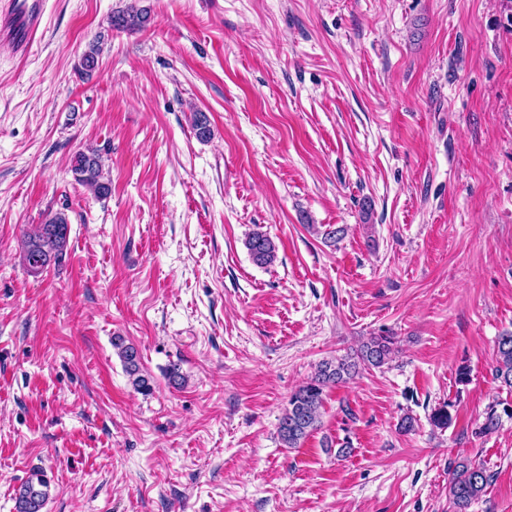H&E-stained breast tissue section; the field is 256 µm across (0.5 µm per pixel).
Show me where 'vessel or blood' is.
<instances>
[{
  "label": "vessel or blood",
  "mask_w": 512,
  "mask_h": 512,
  "mask_svg": "<svg viewBox=\"0 0 512 512\" xmlns=\"http://www.w3.org/2000/svg\"><path fill=\"white\" fill-rule=\"evenodd\" d=\"M49 0H0V41L29 54L37 41Z\"/></svg>",
  "instance_id": "1"
}]
</instances>
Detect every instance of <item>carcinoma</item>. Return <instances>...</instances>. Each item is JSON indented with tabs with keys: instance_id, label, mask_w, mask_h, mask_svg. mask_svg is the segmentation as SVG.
<instances>
[{
	"instance_id": "carcinoma-1",
	"label": "carcinoma",
	"mask_w": 512,
	"mask_h": 512,
	"mask_svg": "<svg viewBox=\"0 0 512 512\" xmlns=\"http://www.w3.org/2000/svg\"><path fill=\"white\" fill-rule=\"evenodd\" d=\"M147 14L132 8L112 16L115 29H133L144 26ZM102 39L92 42L84 53L80 65V74L89 76L99 64ZM70 171L74 181L87 187L98 195L109 191L107 177L103 172L102 156L96 149L78 151L74 155ZM69 220L65 213L57 212L45 223L25 234L22 261L27 271L36 274L38 265L47 258H53V264H60L66 254L69 240ZM246 248L253 262L268 266L276 260V245L262 231L252 232L246 242ZM394 338L391 336H373L364 343L356 357L341 358L336 361L324 360L319 363L311 379L295 390L278 424V435L287 448H298L310 433L320 424V409L323 404L325 387L346 381L353 376L359 365L379 367L391 358ZM124 370L128 374L133 388L141 393L153 390L151 379L143 373L140 354L137 348L126 342L121 336L112 340ZM495 375L504 386L512 388V332L505 331L497 339V365ZM512 418V405L497 408L491 406L479 427V433L486 434L496 430L502 421V415ZM490 481L487 469L472 461L457 463L450 472L448 495L455 512H467L471 503L479 499ZM17 512H41L45 506L38 493L29 483L21 485L17 497Z\"/></svg>"
}]
</instances>
